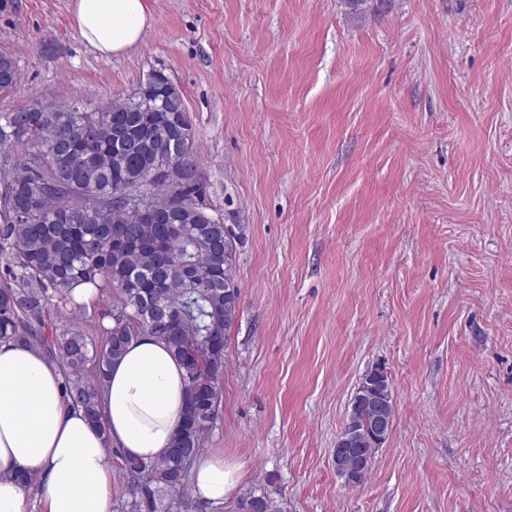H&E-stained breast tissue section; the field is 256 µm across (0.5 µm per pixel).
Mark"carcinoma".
Segmentation results:
<instances>
[{"mask_svg": "<svg viewBox=\"0 0 512 512\" xmlns=\"http://www.w3.org/2000/svg\"><path fill=\"white\" fill-rule=\"evenodd\" d=\"M19 74L0 58V92ZM161 70L107 106L34 100L0 113V339L40 347L64 369L65 398L100 423L105 368L137 336L163 340L186 370L181 419L169 452L146 464L125 459L136 512H165L188 493L190 469L219 413L224 347L240 293L224 299V224L197 217L213 210L205 182L158 178L154 214L127 211V184L170 146L174 170L199 168L183 94ZM108 295L96 345L79 325L58 329L77 308L74 288ZM196 351L202 362L187 365ZM238 512H277L265 492L241 498Z\"/></svg>", "mask_w": 512, "mask_h": 512, "instance_id": "cac0c4a2", "label": "carcinoma"}]
</instances>
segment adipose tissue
I'll return each mask as SVG.
<instances>
[{
	"instance_id": "obj_1",
	"label": "adipose tissue",
	"mask_w": 512,
	"mask_h": 512,
	"mask_svg": "<svg viewBox=\"0 0 512 512\" xmlns=\"http://www.w3.org/2000/svg\"><path fill=\"white\" fill-rule=\"evenodd\" d=\"M84 42L109 58L137 47L153 21L149 0H72ZM58 363L32 345L0 342V512H111V447L151 462L171 445L185 396V370L145 334L113 361L100 395V425L63 399ZM240 464L199 455L197 496L219 505L237 491Z\"/></svg>"
}]
</instances>
